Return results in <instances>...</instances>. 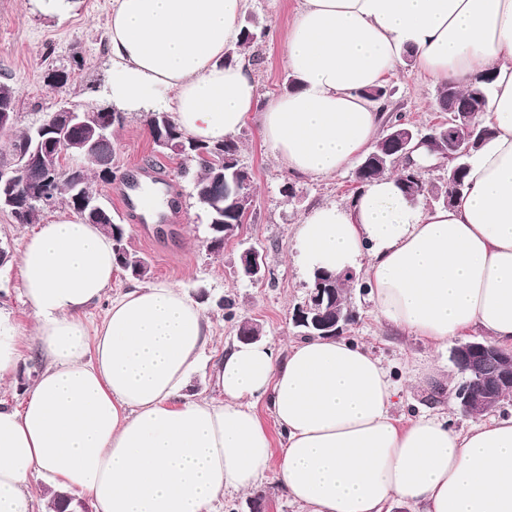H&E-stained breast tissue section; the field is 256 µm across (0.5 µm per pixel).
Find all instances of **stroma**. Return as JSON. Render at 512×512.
Segmentation results:
<instances>
[{"label": "stroma", "mask_w": 512, "mask_h": 512, "mask_svg": "<svg viewBox=\"0 0 512 512\" xmlns=\"http://www.w3.org/2000/svg\"><path fill=\"white\" fill-rule=\"evenodd\" d=\"M302 0H247L245 17L266 25L269 35L247 51L259 98L285 91L289 72L282 47L288 21ZM112 0H79L77 9L65 16L46 15L34 9L30 0H0V82L15 91L18 128H26L43 112L60 105L108 107L112 101L107 88L112 78V61L107 52ZM56 69L69 74L60 90L50 86L48 73ZM383 101L386 116L400 117L422 133L447 120L437 108L438 88L406 63H399L386 83ZM239 159L252 173L253 206L242 230L223 250H208V217L193 192L195 166H183L181 159L154 153L143 115L130 112L123 126L115 128L113 144L119 171L112 182L92 178L91 188L111 209L118 222L126 224L129 243L151 267L150 281H165L181 288L201 307L210 326L211 341L205 362L191 379L192 392L216 396L215 366L226 350L237 343L241 322L258 324L260 338L288 350L299 337L291 317L303 302L311 285L308 271L296 259V226L314 206L347 203L356 192L351 172L327 178L297 177L288 172L263 144L256 123H248L237 135ZM154 169L173 178L180 189L181 221L165 223L157 233L154 223H129L114 186H126L129 175ZM35 226L16 223L0 211V246L10 252L0 265V311L9 313L22 331H30L35 317L19 290L18 258L26 238ZM260 242L266 251L269 270L258 284L238 277V256L242 244ZM358 318L348 326L345 338L365 343L388 366L402 389V400L394 415L400 419L427 411L448 417L457 429L474 425L462 416L448 392L460 376L451 360L450 347L434 348L394 329L374 312L364 289L349 291ZM234 302L232 310L220 307L221 299ZM433 363L439 377L417 375V366ZM264 512H301L278 484L276 471L253 491L225 496L223 512H254L255 501Z\"/></svg>", "instance_id": "35a3bbf8"}]
</instances>
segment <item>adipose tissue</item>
I'll list each match as a JSON object with an SVG mask.
<instances>
[{
    "label": "adipose tissue",
    "mask_w": 512,
    "mask_h": 512,
    "mask_svg": "<svg viewBox=\"0 0 512 512\" xmlns=\"http://www.w3.org/2000/svg\"><path fill=\"white\" fill-rule=\"evenodd\" d=\"M247 0H113L109 97L128 112L171 104L203 143L257 121L290 173L322 178L375 145L381 87L402 54L444 88L494 77L479 122L489 140L453 204L428 207L383 174L350 203L303 217L309 269L362 274L378 317L427 344L480 331L512 350V0H303L288 22L294 89L259 101L238 45ZM118 268L98 226L61 217L29 236L20 291L36 322L23 338L0 313V385L32 341L45 365L23 400H0V512H36L28 478L87 497L93 512H220L279 458L302 512H512V417L460 432L420 414L365 344L312 337L281 353L240 342L215 370L221 399L188 394L210 341L199 305L174 285L110 289ZM102 323L84 315L103 297ZM268 401L281 447L256 412Z\"/></svg>",
    "instance_id": "obj_1"
}]
</instances>
